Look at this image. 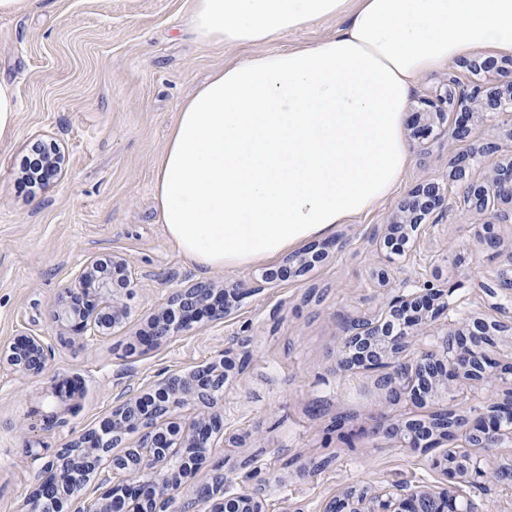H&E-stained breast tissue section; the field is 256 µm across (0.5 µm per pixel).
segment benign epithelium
Here are the masks:
<instances>
[{"label": "benign epithelium", "instance_id": "benign-epithelium-1", "mask_svg": "<svg viewBox=\"0 0 512 512\" xmlns=\"http://www.w3.org/2000/svg\"><path fill=\"white\" fill-rule=\"evenodd\" d=\"M493 84L477 83L463 87L448 79L439 102L424 101L426 108L413 113L412 136L425 139L433 132L434 117L442 105L451 106L457 117L450 137L461 140L469 134L474 113L481 112L491 123L503 112H512V70L501 66ZM497 143L487 141L477 150L455 156L450 165L457 187L443 188L434 182L417 185L406 196L399 219L388 225V236L405 239L419 231L425 218L448 210L455 195L477 216L483 218L479 240L491 247L500 245L495 233L498 224L512 223V161L498 165L481 182L466 177L477 156L490 154ZM478 287L497 300L496 307L506 309L512 302V258L493 274L477 279ZM112 292V282L96 279L91 271L82 273L73 285L61 289L55 302L54 318L72 323L75 332L96 340L120 320L121 314L107 305L104 298ZM213 284L197 282L174 292L167 307L137 336L139 348L161 346L171 333L191 324L208 312L220 316L229 312L227 303H211ZM449 309L445 291L431 285L411 289L394 298L385 319L355 316L342 340L340 365L345 369L362 367L373 370L383 364L390 353H398L418 338L422 324ZM512 329L504 322L475 319L464 325L450 321L441 341L422 349L409 363H400L385 375L383 386L389 393L407 394L425 400L443 379L489 380L497 374V363L490 349L496 337ZM48 346L42 337L22 334L5 350H0V365L6 364L20 373L39 374L47 363ZM224 363L197 368L189 374L169 373L149 399L128 398L99 426L84 432L77 440L60 449L46 465L47 476L31 491L26 512H64L67 494L98 469L99 461L108 457L111 475L104 482L109 487L101 500L87 512H161V506L174 500L183 480L197 473L206 462L207 448L223 426L216 407L223 399ZM203 409L199 418L188 424L178 416L187 402ZM512 425V404L504 401L475 418L462 417L451 430L436 425L413 428L394 423L378 429L385 436L402 435L409 448H436L450 432L460 437L466 447L463 461L440 459L433 465L448 481L441 492H405L395 486H374L363 498L365 509L352 506L346 495L331 502L326 512H471V498L465 488L484 483L487 476L485 454L501 443L505 427ZM128 433L139 434L138 443L120 455L112 454ZM224 473L212 476L204 485L202 505L206 512H265L263 500L248 494L228 495L224 491Z\"/></svg>", "mask_w": 512, "mask_h": 512}]
</instances>
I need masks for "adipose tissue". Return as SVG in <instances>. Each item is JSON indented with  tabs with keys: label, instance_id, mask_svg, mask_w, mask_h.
<instances>
[{
	"label": "adipose tissue",
	"instance_id": "ef3b65f1",
	"mask_svg": "<svg viewBox=\"0 0 512 512\" xmlns=\"http://www.w3.org/2000/svg\"><path fill=\"white\" fill-rule=\"evenodd\" d=\"M194 0L200 40L253 47L179 108L154 192L198 271L268 262L375 207L411 162L403 126L425 72L512 56V0ZM325 18L335 34L269 51Z\"/></svg>",
	"mask_w": 512,
	"mask_h": 512
}]
</instances>
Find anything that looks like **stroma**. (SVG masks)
<instances>
[{"label":"stroma","mask_w":512,"mask_h":512,"mask_svg":"<svg viewBox=\"0 0 512 512\" xmlns=\"http://www.w3.org/2000/svg\"><path fill=\"white\" fill-rule=\"evenodd\" d=\"M193 0H31L0 15V80L17 97L15 132L0 140V346L22 334L44 337L48 366L36 376L0 367V512H24L57 451L109 416L119 396L146 392L165 373H190L222 356H247L232 370L219 407L209 467L185 485L173 508L197 499L222 464L232 493L261 492L266 512H324L351 487L442 489L438 449L407 448L376 427L445 409L467 416L512 395V373L489 382L458 379L428 401H390L375 372L339 364L345 320L382 317L405 287L448 271L456 289L450 312L425 329L442 336L449 321L491 308L468 275L489 274L512 256V223L497 226L499 247L475 236L463 204L432 216L402 254L380 240L409 189L445 183L457 153L497 139V153L469 171L485 177L512 159V116L497 126L475 117L466 141L448 137L456 114L445 110L427 139L409 141L412 160L395 191L370 212L337 225L328 254L297 272L262 283L269 266L214 270L187 265L168 240L153 194L157 163L181 103L224 64L252 48L199 42ZM55 142L61 173L35 191L18 183L37 142ZM117 254L136 280L114 295L124 313L108 337L87 341L55 322L54 301L85 265ZM210 280L246 284L229 317H203L162 346L128 354L173 289Z\"/></svg>","instance_id":"stroma-1"}]
</instances>
